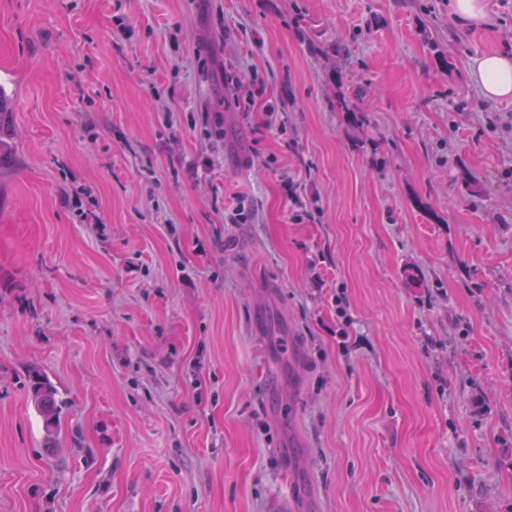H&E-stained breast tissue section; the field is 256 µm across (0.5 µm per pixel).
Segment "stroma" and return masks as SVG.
<instances>
[{
  "instance_id": "obj_1",
  "label": "stroma",
  "mask_w": 512,
  "mask_h": 512,
  "mask_svg": "<svg viewBox=\"0 0 512 512\" xmlns=\"http://www.w3.org/2000/svg\"><path fill=\"white\" fill-rule=\"evenodd\" d=\"M485 3L462 30L448 0H0V512H512V101L468 67L512 54V0ZM7 99L0 86V174L14 164V129L12 113L6 112ZM28 379L32 402L43 423L45 441L51 444L57 434L63 402L55 386L40 370H31Z\"/></svg>"
}]
</instances>
